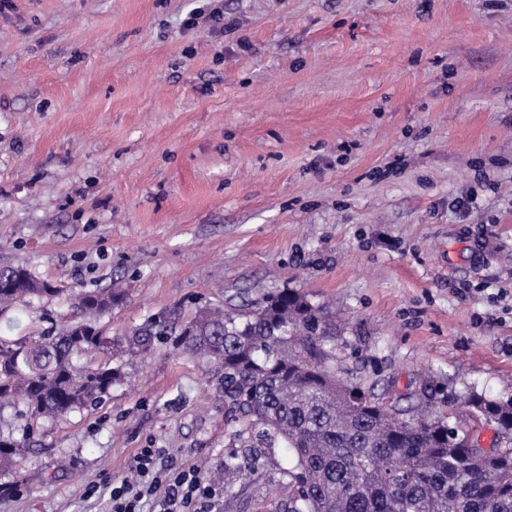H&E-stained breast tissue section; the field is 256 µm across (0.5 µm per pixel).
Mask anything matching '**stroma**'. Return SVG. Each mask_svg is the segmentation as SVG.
<instances>
[{"mask_svg": "<svg viewBox=\"0 0 512 512\" xmlns=\"http://www.w3.org/2000/svg\"><path fill=\"white\" fill-rule=\"evenodd\" d=\"M0 264L59 290L0 312L2 336L115 280L112 332L291 288L352 384L511 401L512 0H10ZM149 446L205 470L235 451L223 397L166 346L40 429L0 512H106L88 487ZM257 450L223 512H284L291 456Z\"/></svg>", "mask_w": 512, "mask_h": 512, "instance_id": "35a3bbf8", "label": "stroma"}]
</instances>
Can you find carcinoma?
Listing matches in <instances>:
<instances>
[{
  "label": "carcinoma",
  "mask_w": 512,
  "mask_h": 512,
  "mask_svg": "<svg viewBox=\"0 0 512 512\" xmlns=\"http://www.w3.org/2000/svg\"><path fill=\"white\" fill-rule=\"evenodd\" d=\"M58 293L23 266H0V312ZM124 298L119 288L79 291L70 297L77 319L39 336H0V469L35 428L100 405L124 367L167 344L205 365L233 441L246 448L255 434L288 449V512H512V402L477 393L462 402L497 426L500 450L486 452L443 418L407 413L338 377L325 313L298 291L243 312L151 317L111 335L101 321ZM246 478L235 454L211 474L227 491Z\"/></svg>",
  "instance_id": "obj_1"
}]
</instances>
